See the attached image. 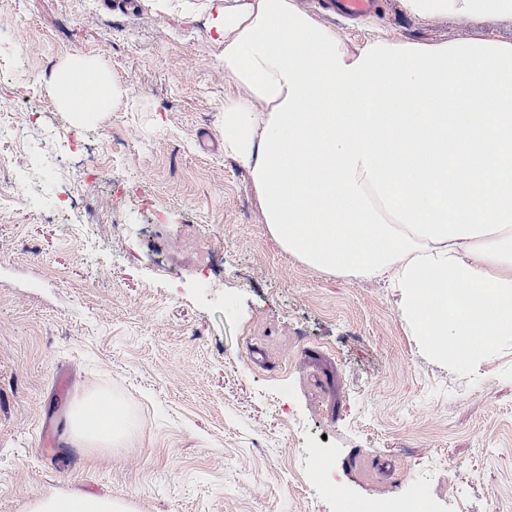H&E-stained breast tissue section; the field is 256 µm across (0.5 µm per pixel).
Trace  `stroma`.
<instances>
[{
	"mask_svg": "<svg viewBox=\"0 0 512 512\" xmlns=\"http://www.w3.org/2000/svg\"><path fill=\"white\" fill-rule=\"evenodd\" d=\"M5 0L21 19L0 98L29 88L39 126L85 138L100 173L56 142L39 198L0 214V512L52 493L134 512H348L382 497L436 512H512V336L489 357L431 355L385 282L286 255L249 175L224 155V73L209 0ZM347 43L512 41L511 20L422 21L402 0ZM120 90L111 112L63 110L73 59ZM123 404L112 451L66 443L86 391ZM369 464L357 470L354 458ZM340 492L324 488L321 465Z\"/></svg>",
	"mask_w": 512,
	"mask_h": 512,
	"instance_id": "35a3bbf8",
	"label": "stroma"
}]
</instances>
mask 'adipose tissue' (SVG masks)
Listing matches in <instances>:
<instances>
[{"label": "adipose tissue", "mask_w": 512, "mask_h": 512, "mask_svg": "<svg viewBox=\"0 0 512 512\" xmlns=\"http://www.w3.org/2000/svg\"><path fill=\"white\" fill-rule=\"evenodd\" d=\"M421 19H511L512 0H403ZM225 75L224 153L250 176L288 255L326 274L388 280L437 356L471 363L512 335V42L348 45L297 0L213 10ZM54 92L85 118L111 82L77 60ZM125 421L92 394L71 429L108 449ZM29 512H131L120 499L35 498Z\"/></svg>", "instance_id": "obj_1"}]
</instances>
